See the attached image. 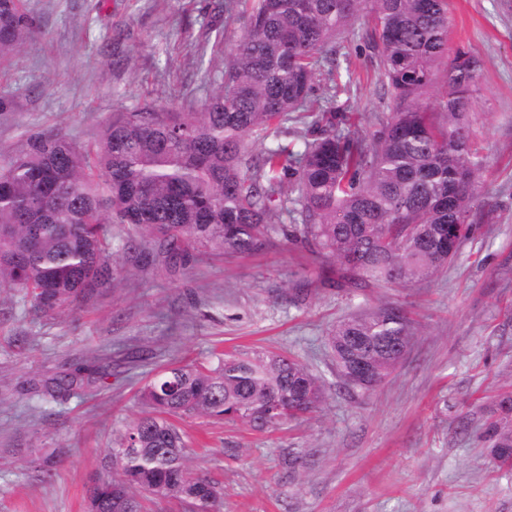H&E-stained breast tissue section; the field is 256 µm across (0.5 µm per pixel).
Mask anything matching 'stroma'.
<instances>
[{"instance_id": "35a3bbf8", "label": "stroma", "mask_w": 512, "mask_h": 512, "mask_svg": "<svg viewBox=\"0 0 512 512\" xmlns=\"http://www.w3.org/2000/svg\"><path fill=\"white\" fill-rule=\"evenodd\" d=\"M40 31L0 62V153L30 130L98 140L116 112L202 110L225 44L244 22L224 0H27ZM448 48L481 61L473 141L488 164L489 214L457 260L427 286L381 285L350 297L336 264L278 240L248 257L214 255L170 270L131 266L95 306L28 316L0 293V512H85L114 438L140 416L138 392L165 368L219 353L295 356L328 383L322 408L268 431L186 418L189 468L217 481V512H512V467L481 432L512 385V0H448ZM357 83L331 105L368 123L382 111L374 62L355 33L337 38ZM402 304L417 327L400 367L374 391L338 390L328 328L361 307ZM137 351L123 361L121 349ZM111 354L110 375L64 400L39 380ZM53 455L50 476L37 462Z\"/></svg>"}]
</instances>
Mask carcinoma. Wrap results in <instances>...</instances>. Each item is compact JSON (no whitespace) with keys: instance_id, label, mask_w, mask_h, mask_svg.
I'll return each instance as SVG.
<instances>
[{"instance_id":"carcinoma-1","label":"carcinoma","mask_w":512,"mask_h":512,"mask_svg":"<svg viewBox=\"0 0 512 512\" xmlns=\"http://www.w3.org/2000/svg\"><path fill=\"white\" fill-rule=\"evenodd\" d=\"M239 7L244 31L224 51L203 111L114 112L93 144L44 129L0 155V288L24 291L33 315L94 303L126 272L122 259L149 248L177 269L191 256L256 254L280 232L336 262V287L356 297L380 283H432L471 239L488 203L469 121L481 61L464 48L448 57V0H224L229 15ZM362 19L389 96L363 133L353 114L314 98L315 83L330 91L340 76L325 48ZM36 33L24 0H0V61ZM113 224L134 228L117 247ZM454 224L466 231L448 245ZM414 335L392 303L340 320L326 336L336 385L371 392ZM359 358L374 383L356 378ZM94 373L60 372L45 394L67 398ZM326 386L273 351L167 368L141 387L142 414L105 457L120 463L90 490L88 512H143L145 496L213 512L222 489L189 470L175 420L222 417L264 431L320 409ZM483 436L512 461L511 388L495 396Z\"/></svg>"}]
</instances>
